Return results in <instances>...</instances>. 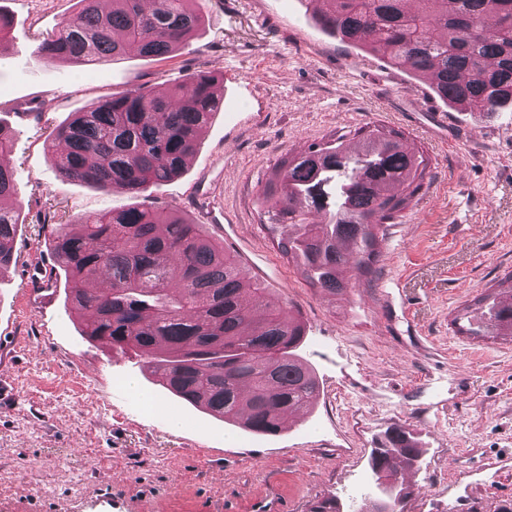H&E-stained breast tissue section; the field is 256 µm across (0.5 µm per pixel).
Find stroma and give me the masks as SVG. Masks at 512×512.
Listing matches in <instances>:
<instances>
[{"mask_svg": "<svg viewBox=\"0 0 512 512\" xmlns=\"http://www.w3.org/2000/svg\"><path fill=\"white\" fill-rule=\"evenodd\" d=\"M316 0H208L189 44L158 60L36 64L32 52L77 0H0V128L13 140L21 224L0 272V512H309L364 493L368 459L394 427L424 451L404 512L512 508V343L457 332V311L512 274V110L449 109L428 82L315 24ZM222 76L227 97L185 172L149 204L178 208L223 240L252 281L297 312L320 396L273 435H254L145 377L135 353L89 344L65 305L51 224L133 205L61 181L46 146L72 113L129 85L163 91ZM448 115L439 137L425 115ZM396 129L428 160L410 208L384 224L367 280L310 287L272 244L258 197L279 160L369 126ZM230 223L224 238L217 224ZM136 388H129L127 379ZM148 393L154 407L145 406ZM181 429H171L168 414Z\"/></svg>", "mask_w": 512, "mask_h": 512, "instance_id": "stroma-1", "label": "stroma"}]
</instances>
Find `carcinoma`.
<instances>
[{"label": "carcinoma", "instance_id": "cac0c4a2", "mask_svg": "<svg viewBox=\"0 0 512 512\" xmlns=\"http://www.w3.org/2000/svg\"><path fill=\"white\" fill-rule=\"evenodd\" d=\"M79 0L77 12L34 50L38 63L94 65L135 52L162 57L184 48L205 24V0ZM321 0L315 23L327 34L430 81L451 107L497 112L512 106V0ZM224 80L199 72L158 93L133 84L92 102L56 130L49 147L63 182L139 197L186 168L203 128L224 107ZM13 142L0 128V202L16 194ZM428 176L423 155L399 132L375 128L357 153L339 139L280 161L258 198L280 254L313 288L338 293L365 278L380 253L379 229L409 207ZM19 217L0 206V269L14 255ZM49 241L67 284L71 315L85 340L125 353L173 396L255 434H274L281 417L320 394L297 354L305 326L287 304L253 286L224 243L204 236L176 208L137 205L95 213L80 230L51 225ZM110 289L97 286L101 275ZM482 329L470 336L512 339V276L474 300ZM423 449L393 430L373 449V490L352 512H401L411 491L402 468Z\"/></svg>", "mask_w": 512, "mask_h": 512}]
</instances>
